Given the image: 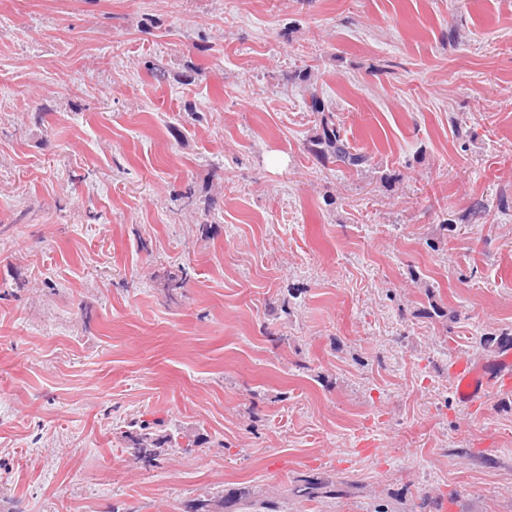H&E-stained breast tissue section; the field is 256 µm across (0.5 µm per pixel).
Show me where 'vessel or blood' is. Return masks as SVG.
<instances>
[{"label":"vessel or blood","instance_id":"vessel-or-blood-1","mask_svg":"<svg viewBox=\"0 0 512 512\" xmlns=\"http://www.w3.org/2000/svg\"><path fill=\"white\" fill-rule=\"evenodd\" d=\"M448 374L458 401L477 406L487 393L512 390V352L487 363H478L465 356L451 359Z\"/></svg>","mask_w":512,"mask_h":512}]
</instances>
